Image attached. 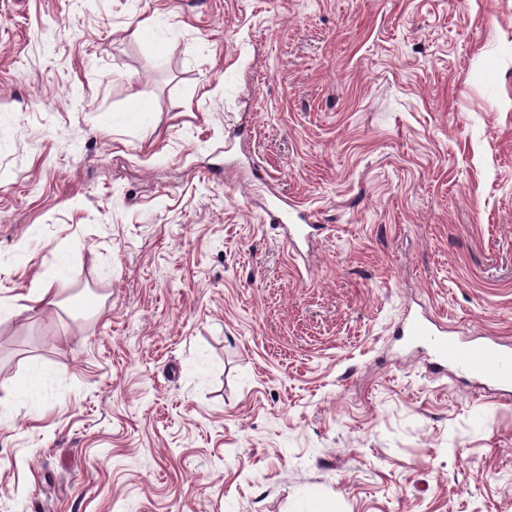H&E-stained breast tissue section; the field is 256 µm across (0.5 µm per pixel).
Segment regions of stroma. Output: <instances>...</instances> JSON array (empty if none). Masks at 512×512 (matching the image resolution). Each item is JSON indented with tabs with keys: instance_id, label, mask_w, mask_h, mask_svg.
Listing matches in <instances>:
<instances>
[{
	"instance_id": "obj_1",
	"label": "stroma",
	"mask_w": 512,
	"mask_h": 512,
	"mask_svg": "<svg viewBox=\"0 0 512 512\" xmlns=\"http://www.w3.org/2000/svg\"><path fill=\"white\" fill-rule=\"evenodd\" d=\"M52 274L0 512H512V394L397 336L512 342V0H0V298Z\"/></svg>"
}]
</instances>
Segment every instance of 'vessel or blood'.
I'll list each match as a JSON object with an SVG mask.
<instances>
[{
	"label": "vessel or blood",
	"instance_id": "1",
	"mask_svg": "<svg viewBox=\"0 0 512 512\" xmlns=\"http://www.w3.org/2000/svg\"><path fill=\"white\" fill-rule=\"evenodd\" d=\"M287 198H280L270 222L288 227V244L311 239L320 227L316 224H292L288 221ZM412 343L428 350L437 365L457 368L497 387L512 389V344L496 340L457 339L429 317L412 318L404 329Z\"/></svg>",
	"mask_w": 512,
	"mask_h": 512
}]
</instances>
